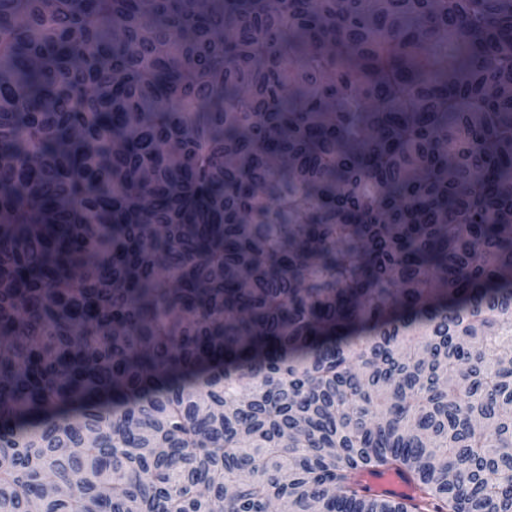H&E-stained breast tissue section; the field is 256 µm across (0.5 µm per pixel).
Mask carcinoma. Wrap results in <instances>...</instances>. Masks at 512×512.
<instances>
[{"label": "carcinoma", "instance_id": "carcinoma-1", "mask_svg": "<svg viewBox=\"0 0 512 512\" xmlns=\"http://www.w3.org/2000/svg\"><path fill=\"white\" fill-rule=\"evenodd\" d=\"M277 502L512 512V6L0 0V512ZM366 482L378 492H388L390 496L402 498L412 494L410 485L396 474H386L376 477L365 474Z\"/></svg>", "mask_w": 512, "mask_h": 512}]
</instances>
